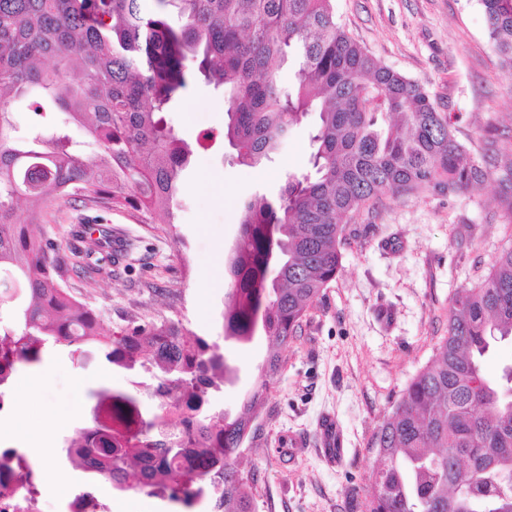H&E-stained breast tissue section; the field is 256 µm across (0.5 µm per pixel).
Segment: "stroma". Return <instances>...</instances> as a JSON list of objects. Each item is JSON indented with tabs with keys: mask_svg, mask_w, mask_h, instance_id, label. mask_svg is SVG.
Wrapping results in <instances>:
<instances>
[{
	"mask_svg": "<svg viewBox=\"0 0 512 512\" xmlns=\"http://www.w3.org/2000/svg\"><path fill=\"white\" fill-rule=\"evenodd\" d=\"M334 8L370 54L428 91L473 156L494 140L499 164L512 160V78L488 39L479 0H334ZM166 119L192 143L200 131L223 129L224 100L199 81ZM312 152L306 123L264 166L234 163L232 149L219 141L194 154L185 187L189 208L180 224H141L125 210L58 202L50 209L55 222L43 230L71 247L88 235L110 238L117 257L111 274L66 278L77 299L101 310L104 330L167 318L220 345L239 202L275 196L285 172H310ZM510 246L512 224L503 221L492 178L451 196L386 198L348 224L340 270L283 349L245 451L255 512H366L376 468L372 436L447 336L455 295L480 282ZM266 350L262 338L228 349L239 373L215 394L217 409L235 410L259 383ZM43 362L51 372L29 395L30 419L56 444L92 427L103 392L129 393L146 412L160 401L146 377L99 354L77 362L69 347L55 345ZM77 373L87 382L79 395L72 384ZM75 403L79 416L59 425L60 414ZM328 418L343 439L342 455L331 459L321 451L320 425Z\"/></svg>",
	"mask_w": 512,
	"mask_h": 512,
	"instance_id": "1",
	"label": "stroma"
}]
</instances>
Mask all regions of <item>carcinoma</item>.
Segmentation results:
<instances>
[{"instance_id":"cac0c4a2","label":"carcinoma","mask_w":512,"mask_h":512,"mask_svg":"<svg viewBox=\"0 0 512 512\" xmlns=\"http://www.w3.org/2000/svg\"><path fill=\"white\" fill-rule=\"evenodd\" d=\"M0 0V396L15 367H34L50 344L79 361L90 351L143 371L171 403L143 413L124 392L93 434L64 456L120 491H141L196 512H254L240 468L244 445L281 368L282 349L309 304L336 278L345 224L381 196L459 193L498 182L512 224V163L481 160L460 143L447 113L419 83L383 65L336 21L334 0ZM489 39L512 75V0H480ZM174 15L177 21L169 16ZM294 80L282 78L287 60ZM222 94L227 120L192 145L165 113L190 83ZM35 97L39 121L19 133L8 104ZM315 116L313 172L285 175L275 198L242 201L226 272L224 343L262 337L261 382L235 412L211 394L238 369L172 319L140 320L108 334L102 312L79 302L64 276L112 263L100 240L60 255L30 226L55 202L125 209L142 224H177L195 146L219 137L240 165L279 155L295 126ZM79 128L99 147L84 157ZM263 312L260 328L255 317ZM512 339V246L488 276L452 302L448 336L373 435L367 512H512V365L495 380L482 361Z\"/></svg>"}]
</instances>
